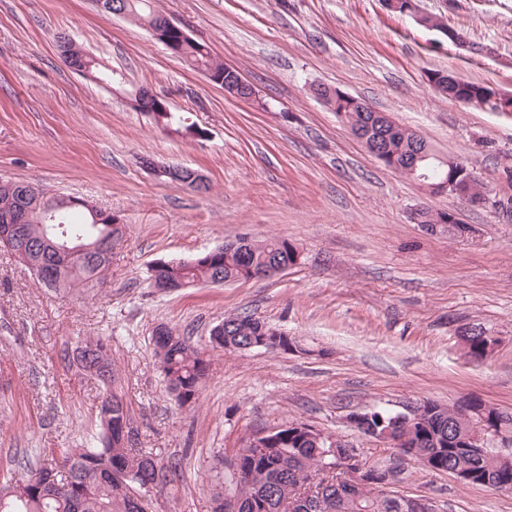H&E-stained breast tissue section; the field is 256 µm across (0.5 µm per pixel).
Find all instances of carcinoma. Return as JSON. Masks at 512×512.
Returning a JSON list of instances; mask_svg holds the SVG:
<instances>
[{
    "instance_id": "cac0c4a2",
    "label": "carcinoma",
    "mask_w": 512,
    "mask_h": 512,
    "mask_svg": "<svg viewBox=\"0 0 512 512\" xmlns=\"http://www.w3.org/2000/svg\"><path fill=\"white\" fill-rule=\"evenodd\" d=\"M118 2L117 8L126 16L142 24L161 29L158 43H170L175 56L189 67L204 68L224 77V63L217 61L207 47L193 39L181 38L177 30L162 25L165 15L156 9L153 0H106ZM61 56L77 65L82 73L108 85L117 83L114 72L103 67L97 59L85 53L76 43L60 45ZM486 85L465 82L448 90V98L464 94L480 97ZM356 117L366 123L367 130L389 134L393 153L399 162L421 151L427 141L403 138L400 126L384 122L373 113L358 112ZM61 197H48L41 190L22 182H0V221L15 211H31L33 223L27 225L25 235L16 239L0 236V249L14 257L45 261L43 271L36 274L40 285L50 290L77 288L93 283L101 284L110 266L108 255L88 254L59 270L53 255L43 249V238L59 241L55 231L39 223L42 213L59 206ZM446 211L427 208L419 212L421 224L440 226V231L455 235L467 229L464 224H448ZM54 224L64 225L72 246L91 245L104 233L112 234V214L81 201L55 213ZM297 246L290 240L271 237L262 241L238 238L223 245L216 254L207 252L188 260H161L150 274L152 281H168L189 285L212 282L222 285L242 280L251 270L267 266L290 267L296 263ZM224 334L217 337L219 347L229 353L247 345L254 336L270 329L266 323L250 316L232 315L223 320ZM471 355L479 363L487 341L483 336L464 338ZM155 355L158 358L169 393L176 403L189 406L196 402L208 378L210 360L206 352L189 337L170 327L165 333L153 332ZM77 368L96 377L103 387L99 406L100 430L84 448H62L60 457L69 466V489L63 493L54 490L48 482L53 468L54 454L40 456L31 474L20 479L11 478L0 486V512H147L129 494L136 482L167 481L168 475L157 467L154 459L140 449L128 451L120 440L123 420L130 419L128 403L118 390L119 376L112 366L108 344L98 339H86L73 350ZM369 426L383 431L390 425L392 412L376 407L369 410ZM474 430V424L458 418L457 406L439 403L415 417L404 430L408 447L399 449L403 457L423 458L436 471H460L474 475L472 485H507L512 487V455L502 457L492 450L485 452L459 451L457 447ZM328 447L316 443L288 429L279 438L263 448L248 449L240 455L241 465L249 472V480L235 483L232 489L240 501L239 512H416L414 498L395 491L375 490L350 485L336 479L321 463V452Z\"/></svg>"
}]
</instances>
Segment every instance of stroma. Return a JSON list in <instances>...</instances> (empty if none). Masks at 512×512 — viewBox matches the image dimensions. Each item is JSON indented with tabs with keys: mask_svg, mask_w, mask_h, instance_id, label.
<instances>
[{
	"mask_svg": "<svg viewBox=\"0 0 512 512\" xmlns=\"http://www.w3.org/2000/svg\"><path fill=\"white\" fill-rule=\"evenodd\" d=\"M158 10L237 67L255 104L226 97L141 25L92 0H0V179L75 196L125 224L106 282L50 291L0 251V480L26 475L40 453L83 447L98 429L103 389L68 362L106 340L130 407L136 445L170 482L147 491L149 512H213L242 437L302 421L341 439L363 463L395 468L400 494L437 512H512V492L459 482L401 457L347 416L409 403L483 400L512 415V112L441 97L443 70L512 94V0H419L463 33L459 49L382 0H156ZM66 34L126 77L108 90L68 68ZM365 99L454 154L501 200L474 208L429 195L385 168L307 87ZM147 86L180 116L164 130L130 104ZM201 173L200 192L142 168L141 158ZM451 211L469 233H428L411 209ZM277 235L300 260L264 280L201 283L162 294L150 268L225 241ZM250 315L302 352L211 349L205 388L178 407L152 342L165 324L208 347L213 326ZM498 345L469 361L461 328Z\"/></svg>",
	"mask_w": 512,
	"mask_h": 512,
	"instance_id": "1",
	"label": "stroma"
}]
</instances>
